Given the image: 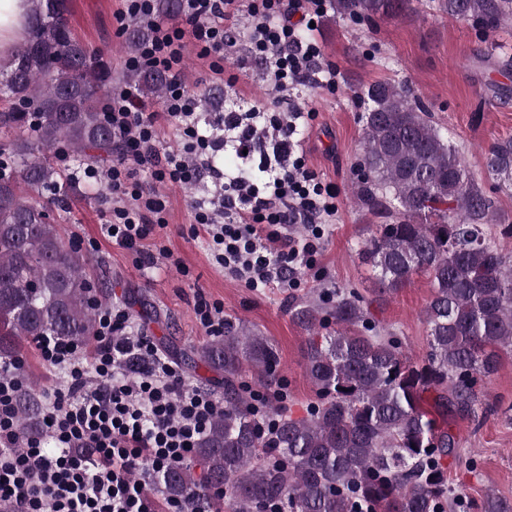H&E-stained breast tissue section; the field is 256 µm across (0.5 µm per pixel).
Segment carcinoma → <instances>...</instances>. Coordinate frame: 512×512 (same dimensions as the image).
<instances>
[{
  "mask_svg": "<svg viewBox=\"0 0 512 512\" xmlns=\"http://www.w3.org/2000/svg\"><path fill=\"white\" fill-rule=\"evenodd\" d=\"M410 0H335L336 14L370 19L405 10ZM452 19H474L493 31L512 19V0H440ZM146 96L165 94L167 78L129 72ZM8 106L0 129V359L19 360L44 336L91 343L96 330L85 261L41 203L63 188L53 157L63 151L94 164L112 157V131L100 112L112 95V63L77 39L66 0H31L29 36L0 76ZM362 115L363 173L353 202L389 220L376 225L362 258L384 290L426 275L428 351L419 361L396 336H371L362 296L338 288L321 305L295 303L308 330L306 374L316 390L308 417L274 409L262 433L247 387L251 369L268 390L278 356L264 336L224 323V335L198 352L224 374V413L195 450L203 467L186 464L157 475L166 496L221 489L229 512H447V461L456 437L439 425L454 414L476 416L482 387L512 353V255L499 251L485 226L497 202L430 120L428 109L399 83L371 84ZM489 176L512 181V138L485 157ZM336 329L329 331V323ZM325 334H319V330ZM430 404L425 408L424 404ZM39 407L26 391L21 429L37 425ZM467 512H512L493 495Z\"/></svg>",
  "mask_w": 512,
  "mask_h": 512,
  "instance_id": "cac0c4a2",
  "label": "carcinoma"
}]
</instances>
